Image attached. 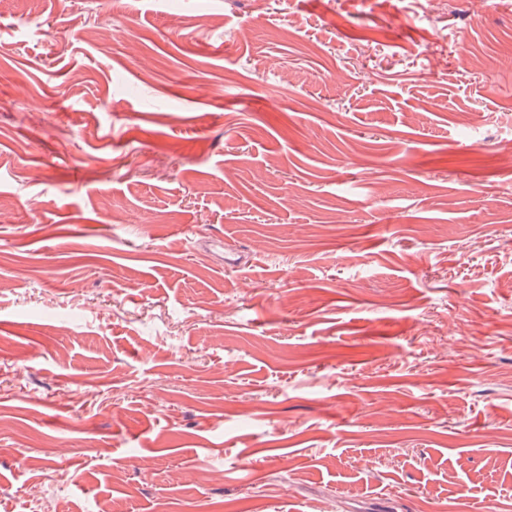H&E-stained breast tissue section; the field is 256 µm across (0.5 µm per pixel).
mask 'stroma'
Masks as SVG:
<instances>
[{
    "label": "stroma",
    "instance_id": "obj_1",
    "mask_svg": "<svg viewBox=\"0 0 512 512\" xmlns=\"http://www.w3.org/2000/svg\"><path fill=\"white\" fill-rule=\"evenodd\" d=\"M508 142L500 4L0 0V512H512Z\"/></svg>",
    "mask_w": 512,
    "mask_h": 512
}]
</instances>
